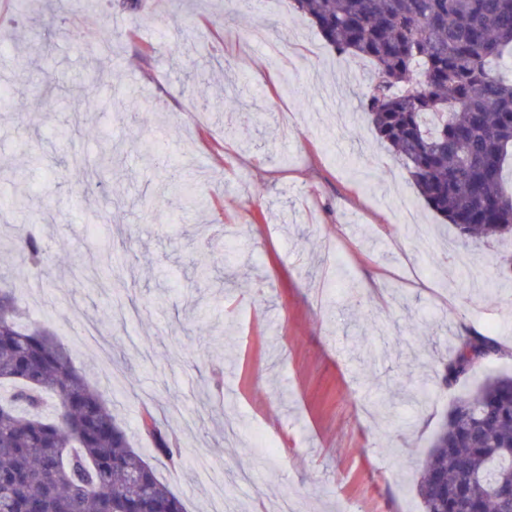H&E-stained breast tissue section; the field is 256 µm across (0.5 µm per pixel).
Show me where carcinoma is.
<instances>
[{
  "instance_id": "obj_1",
  "label": "carcinoma",
  "mask_w": 512,
  "mask_h": 512,
  "mask_svg": "<svg viewBox=\"0 0 512 512\" xmlns=\"http://www.w3.org/2000/svg\"><path fill=\"white\" fill-rule=\"evenodd\" d=\"M325 43L371 63L359 93L378 136L398 155L428 206L466 243L512 236V78L496 62L512 55V0H293ZM97 95L90 74L73 88ZM16 257L35 275L41 239L18 237ZM512 357L475 328L440 363L454 385L486 356ZM142 427L174 464L177 443L151 413ZM512 373L487 377L458 401L419 468L422 512H512ZM0 512H186L134 447L102 395L48 326L22 320L0 288Z\"/></svg>"
}]
</instances>
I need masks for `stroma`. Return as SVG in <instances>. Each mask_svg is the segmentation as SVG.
I'll use <instances>...</instances> for the list:
<instances>
[{"instance_id": "stroma-1", "label": "stroma", "mask_w": 512, "mask_h": 512, "mask_svg": "<svg viewBox=\"0 0 512 512\" xmlns=\"http://www.w3.org/2000/svg\"><path fill=\"white\" fill-rule=\"evenodd\" d=\"M75 26L110 39L78 117L38 91L84 78ZM370 70L291 0H0V202L28 199L0 224V268L20 230L40 235L46 275L6 266L21 311L144 455V411L178 435L181 467L157 475L188 512H210L202 465L224 512H421L417 465L468 391L440 361L466 327L512 343V280L487 283L512 238L460 244L420 199L357 106ZM108 142L111 179H86Z\"/></svg>"}]
</instances>
